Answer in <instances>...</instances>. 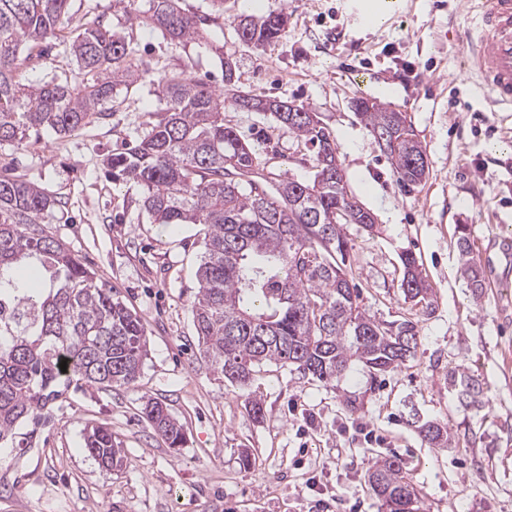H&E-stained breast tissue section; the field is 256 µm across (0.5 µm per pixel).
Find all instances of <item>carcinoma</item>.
<instances>
[{
	"instance_id": "1",
	"label": "carcinoma",
	"mask_w": 512,
	"mask_h": 512,
	"mask_svg": "<svg viewBox=\"0 0 512 512\" xmlns=\"http://www.w3.org/2000/svg\"><path fill=\"white\" fill-rule=\"evenodd\" d=\"M70 0H0V143L16 142L42 128L79 130L112 98L116 86L145 78L135 50L121 34L92 24L62 40L83 75L79 84L53 77L21 81L34 49L58 38ZM137 19L172 40H195L196 20L179 0H151ZM287 15L243 16L240 40L263 47L285 30ZM163 106L148 113L147 131L112 154V174L142 183V206L152 223L204 224L205 255L192 308L198 342L214 371L244 387L266 363L293 365L324 383L340 379L357 361L371 376L390 372L419 345L411 320H378L358 303L347 270L351 249L344 231L357 224L374 232L370 212L349 196L336 142L316 113L284 99L261 98L235 85L224 63V91L184 72L158 82ZM262 107L313 151V178L284 172L263 176L255 147L224 124V108ZM356 113L390 162L398 183L417 186L428 175L426 153L406 115L361 98ZM54 200L34 182L0 173V443L24 420H37L73 380L106 387L136 381L147 358L145 326L116 298L114 288L39 228ZM461 273L474 292L484 288L480 267L469 257L467 233L459 238ZM404 299L432 309L430 285L411 253L402 256ZM67 362L66 371L59 364ZM448 384L462 397L479 394L476 380L452 373ZM143 415L169 447L185 443L183 425L155 399ZM432 447L446 448L448 426L416 425ZM86 450L99 463L123 465L112 431L87 432ZM368 483L388 512H412L414 487L400 460H378Z\"/></svg>"
}]
</instances>
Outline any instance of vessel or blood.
Returning a JSON list of instances; mask_svg holds the SVG:
<instances>
[{
    "mask_svg": "<svg viewBox=\"0 0 512 512\" xmlns=\"http://www.w3.org/2000/svg\"><path fill=\"white\" fill-rule=\"evenodd\" d=\"M462 8L476 18L466 35L465 55L476 86L489 102L512 112V0H462ZM478 248L495 288L512 286V226L479 240Z\"/></svg>",
    "mask_w": 512,
    "mask_h": 512,
    "instance_id": "obj_1",
    "label": "vessel or blood"
}]
</instances>
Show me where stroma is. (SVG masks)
Listing matches in <instances>:
<instances>
[{
    "instance_id": "35a3bbf8",
    "label": "stroma",
    "mask_w": 512,
    "mask_h": 512,
    "mask_svg": "<svg viewBox=\"0 0 512 512\" xmlns=\"http://www.w3.org/2000/svg\"><path fill=\"white\" fill-rule=\"evenodd\" d=\"M180 6L200 20L205 40L165 39L114 0H72L66 38L93 22L111 27L150 73L118 86L76 132L0 144V169L56 201L44 233L117 289L149 340L135 384L72 382L46 418L19 424L0 443V512H387L367 471L391 455L419 493L420 512H512V297L473 292L457 233L467 225L474 241L512 221V112L490 111L470 89L460 32L472 16L456 0H399L394 10L384 0H263L262 14L282 11L288 22L258 50L234 31L246 0H224L220 10L210 0ZM227 60L239 90L305 106L334 137L348 194L378 224L372 235L345 228L359 304L419 331L415 355L397 369L373 378L356 362L327 385L267 363L238 388L201 355L192 304L202 227L151 223L144 187L114 178L107 159L143 136L164 75L183 71L220 90ZM365 77L426 149L429 174L414 188L397 182L355 113ZM224 122L255 146L265 171L312 176V152L270 114L228 108ZM406 252L434 290L433 312L404 299ZM457 370L478 379L477 403L449 389ZM350 395L357 409L347 407ZM150 398L183 424V447H169L145 419ZM251 399L262 402V420L250 414ZM417 417L447 423L452 446L428 447ZM95 426L123 448L122 467L105 469L86 451ZM245 450L256 459L248 469L239 463Z\"/></svg>"
}]
</instances>
